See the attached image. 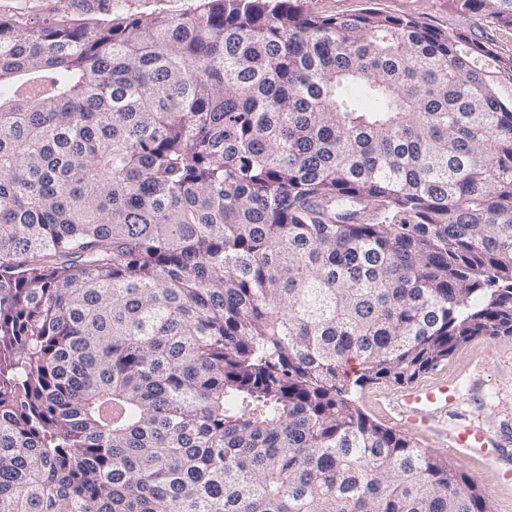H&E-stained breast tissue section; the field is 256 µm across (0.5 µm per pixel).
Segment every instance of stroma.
I'll return each instance as SVG.
<instances>
[{
  "instance_id": "stroma-1",
  "label": "stroma",
  "mask_w": 512,
  "mask_h": 512,
  "mask_svg": "<svg viewBox=\"0 0 512 512\" xmlns=\"http://www.w3.org/2000/svg\"><path fill=\"white\" fill-rule=\"evenodd\" d=\"M303 11L323 16L345 15L373 9L387 15H410L426 26L448 32H464L479 40L492 41L503 53L512 54V31L488 23L477 12L457 6L455 0H297ZM196 0H0V14L42 18L62 12L100 17L113 15L149 17L179 16L190 12ZM421 381L448 380L457 388V400L435 430L414 435L418 447L447 456L491 504L492 512H512V336L479 337L454 350L447 359L421 374ZM395 383L367 385L359 393L360 408L376 423L399 430L386 402L398 392ZM485 428L507 450L496 465L477 456L445 451L448 434L468 426Z\"/></svg>"
}]
</instances>
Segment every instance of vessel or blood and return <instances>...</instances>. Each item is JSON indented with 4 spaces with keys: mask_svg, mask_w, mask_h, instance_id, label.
I'll use <instances>...</instances> for the list:
<instances>
[{
    "mask_svg": "<svg viewBox=\"0 0 512 512\" xmlns=\"http://www.w3.org/2000/svg\"><path fill=\"white\" fill-rule=\"evenodd\" d=\"M456 399V389L435 380L411 386L401 391L391 404L399 423L410 430H427L439 414L446 412ZM489 435L481 428L470 426L450 438L449 447L456 454L482 451L492 447Z\"/></svg>",
    "mask_w": 512,
    "mask_h": 512,
    "instance_id": "vessel-or-blood-1",
    "label": "vessel or blood"
}]
</instances>
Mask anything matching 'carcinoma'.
Wrapping results in <instances>:
<instances>
[{
	"label": "carcinoma",
	"mask_w": 512,
	"mask_h": 512,
	"mask_svg": "<svg viewBox=\"0 0 512 512\" xmlns=\"http://www.w3.org/2000/svg\"><path fill=\"white\" fill-rule=\"evenodd\" d=\"M1 85L0 512H491L357 395L512 336V54L197 0L0 15Z\"/></svg>",
	"instance_id": "1"
}]
</instances>
